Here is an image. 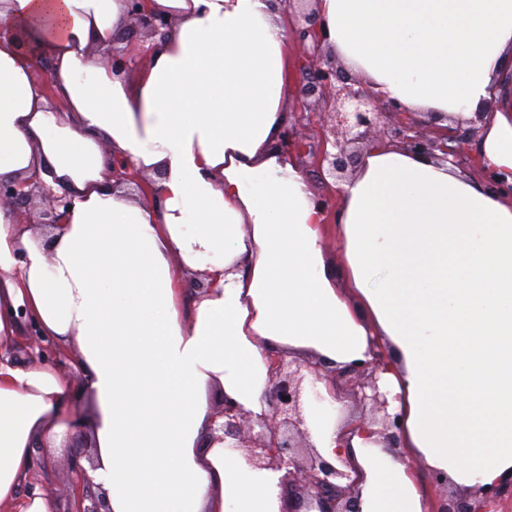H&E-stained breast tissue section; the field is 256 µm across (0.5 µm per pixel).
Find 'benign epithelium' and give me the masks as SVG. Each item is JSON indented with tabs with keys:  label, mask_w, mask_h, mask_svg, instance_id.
I'll list each match as a JSON object with an SVG mask.
<instances>
[{
	"label": "benign epithelium",
	"mask_w": 512,
	"mask_h": 512,
	"mask_svg": "<svg viewBox=\"0 0 512 512\" xmlns=\"http://www.w3.org/2000/svg\"><path fill=\"white\" fill-rule=\"evenodd\" d=\"M282 10L301 11L303 23L293 28L298 49L299 107L323 101L321 144L312 152L323 179L342 180L358 168L362 151L358 147L381 140L397 143L415 154L442 160L462 156L467 150L465 138H454V147L427 134L435 124L433 115L427 122L407 117L402 106L374 96L358 76L347 72L332 61L326 42L324 22L314 9L305 8L311 0H270ZM130 27L127 33L113 41V46L100 52L102 62L114 67H128L139 55L142 45L138 35L153 39V44L165 38L169 21L147 9L146 0H129ZM138 171L127 158L112 159V175L124 180L136 177ZM39 193L40 216L49 224L58 223V209L67 206L66 195L56 194L38 183L26 191L12 179H0V207L18 215L29 205L34 193ZM383 366L377 354L345 374L351 382L359 404L370 414H382L383 430H394L398 416L388 412L389 403L377 384V372ZM273 374L270 413L253 420L240 407L225 401L218 411L224 419L217 430L219 439L234 440L233 447L245 451L249 461L269 468L283 469L282 483L288 487L286 507L281 512H304V507L317 504L318 512H354L350 500V472L326 461L314 449L305 428L303 405L322 400L316 383L322 379L318 366L301 360L288 361L282 355L271 357ZM259 431H254V428ZM78 512H111L106 494L94 489L93 481L83 479V494Z\"/></svg>",
	"instance_id": "benign-epithelium-1"
}]
</instances>
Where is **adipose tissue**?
<instances>
[{"label":"adipose tissue","mask_w":512,"mask_h":512,"mask_svg":"<svg viewBox=\"0 0 512 512\" xmlns=\"http://www.w3.org/2000/svg\"><path fill=\"white\" fill-rule=\"evenodd\" d=\"M147 6L168 34L118 73L97 52L126 28L127 0H0V177L39 175L68 200L42 235L0 209V341L22 316L72 350L111 512H281V472L213 439L209 400L267 414L277 352L339 371L387 359L405 455L369 420L339 418L332 381L307 416L317 452L355 470V512H433L414 462L460 493L512 479V194L484 180L512 185V0H316L332 51L375 94L482 130L477 179L369 144L332 227L283 144L286 14ZM116 154L152 178L155 205L114 186ZM197 272L209 288L183 305ZM68 392L50 366L0 360V506L55 512L20 488L36 448L62 440Z\"/></svg>","instance_id":"1"}]
</instances>
